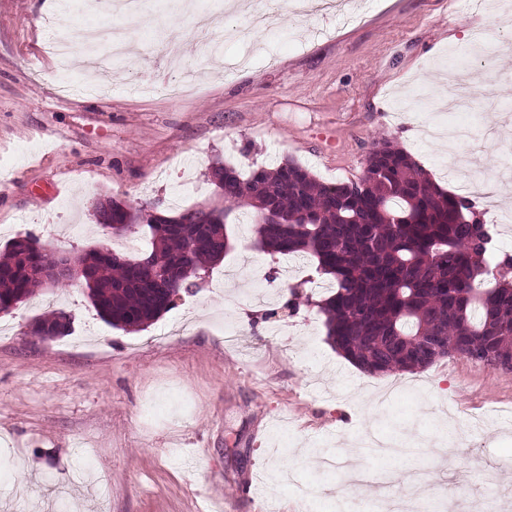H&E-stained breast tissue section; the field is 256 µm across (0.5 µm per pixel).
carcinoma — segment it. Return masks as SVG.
I'll return each mask as SVG.
<instances>
[{"label":"carcinoma","instance_id":"cac0c4a2","mask_svg":"<svg viewBox=\"0 0 512 512\" xmlns=\"http://www.w3.org/2000/svg\"><path fill=\"white\" fill-rule=\"evenodd\" d=\"M377 170L357 182L329 185L286 158L244 174L220 165L213 179L222 208L203 224L196 210L163 216L152 209L112 213L149 228L151 268L138 255L89 250L76 259L99 315L115 327L140 328L171 306L170 293L197 286L229 248L225 224L237 208H253L258 244L274 255H308L328 276L317 302L326 335L368 374L414 372L447 356L493 352L512 358V256L494 261L487 225L471 220L474 203L439 187L408 152L380 140ZM46 256L39 240H14L0 259V310L32 296L44 283L36 270ZM172 270L167 290L152 272ZM70 318L54 311L34 334L68 335Z\"/></svg>","mask_w":512,"mask_h":512}]
</instances>
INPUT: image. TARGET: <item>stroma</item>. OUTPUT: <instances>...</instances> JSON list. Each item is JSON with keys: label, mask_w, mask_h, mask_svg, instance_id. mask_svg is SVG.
<instances>
[{"label": "stroma", "mask_w": 512, "mask_h": 512, "mask_svg": "<svg viewBox=\"0 0 512 512\" xmlns=\"http://www.w3.org/2000/svg\"><path fill=\"white\" fill-rule=\"evenodd\" d=\"M146 0L133 49L112 77L52 55L82 26L116 21L85 0H0V252L35 235L69 256L121 248L98 201L165 215L223 206L212 169L295 159L327 184L360 178L375 141L410 153L446 190L502 220L512 256V0H347L335 14L275 0L269 30L225 0ZM243 30L201 59L194 11ZM184 34L198 83L171 96L164 56ZM471 73L498 83L448 111L428 84ZM148 77L131 89L128 75ZM230 249L195 292L138 331L112 327L76 280L0 313V512H336L341 470L360 435L425 422L447 452L367 454L362 469L430 474L431 503L478 512L479 472L512 464V373L458 356L414 373L367 375L328 343L315 302L328 280L308 257L271 256L253 225L227 227ZM302 285L313 304L284 310ZM70 335L31 332L44 313Z\"/></svg>", "instance_id": "stroma-1"}]
</instances>
